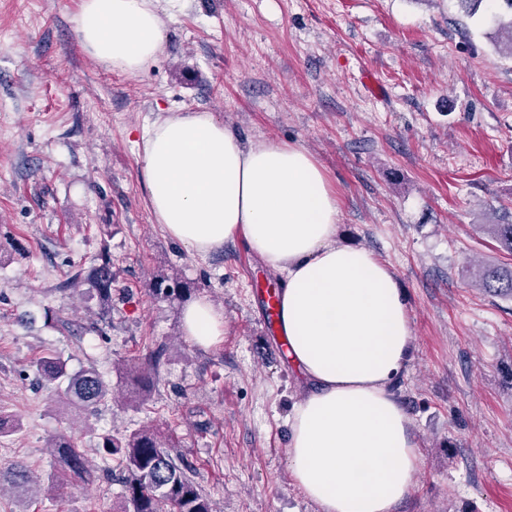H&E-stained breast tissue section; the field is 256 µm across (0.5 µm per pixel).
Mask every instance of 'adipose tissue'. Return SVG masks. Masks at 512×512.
Listing matches in <instances>:
<instances>
[{
    "label": "adipose tissue",
    "mask_w": 512,
    "mask_h": 512,
    "mask_svg": "<svg viewBox=\"0 0 512 512\" xmlns=\"http://www.w3.org/2000/svg\"><path fill=\"white\" fill-rule=\"evenodd\" d=\"M159 0H81L78 39L101 66L138 75L161 54ZM141 179L156 223L200 255L243 239L283 278L279 326L308 386L288 418V464L321 512H396L421 464L392 388L414 352L395 274L336 240L339 206L302 146L243 143L207 112L158 117L141 134ZM183 333L208 348L224 314L201 300Z\"/></svg>",
    "instance_id": "1"
}]
</instances>
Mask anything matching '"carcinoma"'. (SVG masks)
Segmentation results:
<instances>
[{"instance_id":"obj_1","label":"carcinoma","mask_w":512,"mask_h":512,"mask_svg":"<svg viewBox=\"0 0 512 512\" xmlns=\"http://www.w3.org/2000/svg\"><path fill=\"white\" fill-rule=\"evenodd\" d=\"M495 28L498 50L512 59V15L490 17ZM487 230L500 250L512 255V223L487 225ZM477 286L490 294L512 296V266H489L475 272ZM87 285L88 298L97 301L98 315L107 318L112 311V259L103 252L89 269L75 271L70 282ZM163 350L145 358L122 361L134 399L146 401L155 387ZM38 375L48 384H55L65 400L80 412L90 413L105 401L111 385L106 382L94 362L74 372L57 357H42L35 362ZM59 468L51 479V487L63 488L74 480L89 481L91 470L84 452L75 442L62 435L51 439ZM102 456L117 460L122 478V500L114 512H213L209 497L195 481V472L184 465L179 456L166 449L164 436L153 428H140L117 437L100 436L97 444Z\"/></svg>"}]
</instances>
